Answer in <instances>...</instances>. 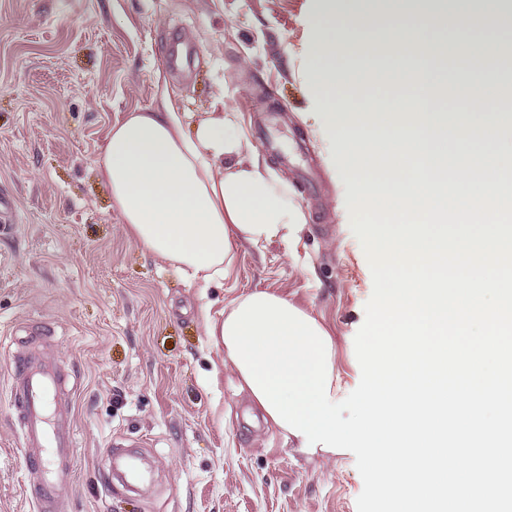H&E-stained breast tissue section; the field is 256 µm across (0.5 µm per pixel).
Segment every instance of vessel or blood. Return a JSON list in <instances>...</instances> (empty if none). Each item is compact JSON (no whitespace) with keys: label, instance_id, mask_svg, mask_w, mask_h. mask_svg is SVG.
Here are the masks:
<instances>
[{"label":"vessel or blood","instance_id":"b4317fda","mask_svg":"<svg viewBox=\"0 0 512 512\" xmlns=\"http://www.w3.org/2000/svg\"><path fill=\"white\" fill-rule=\"evenodd\" d=\"M77 390V376L65 372L54 357L32 350L10 358L8 395L18 411L25 467L37 476L32 491L36 512H64L60 488L72 466L74 437L70 420L50 413Z\"/></svg>","mask_w":512,"mask_h":512}]
</instances>
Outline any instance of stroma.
<instances>
[{"instance_id":"obj_1","label":"stroma","mask_w":512,"mask_h":512,"mask_svg":"<svg viewBox=\"0 0 512 512\" xmlns=\"http://www.w3.org/2000/svg\"><path fill=\"white\" fill-rule=\"evenodd\" d=\"M314 0H0V195L17 222L0 231V335L52 322L44 343L80 389L61 415L76 448L61 489L66 512H357L353 454L310 455L259 416L207 336L205 305L266 291L311 312L336 342L341 385L361 377L354 339L373 291L350 225L356 195L308 67ZM441 63L364 65L350 82L400 94L420 81L466 99ZM163 72L183 109L212 111L269 159L306 224L294 250L236 243L221 285L186 284L129 236L98 179L113 124L158 99ZM272 120L266 148L254 126ZM0 356V512H32L37 481L6 392ZM138 442L139 491L106 487L107 443Z\"/></svg>"}]
</instances>
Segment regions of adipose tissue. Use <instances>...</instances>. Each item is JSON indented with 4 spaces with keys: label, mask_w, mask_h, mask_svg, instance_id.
<instances>
[{
    "label": "adipose tissue",
    "mask_w": 512,
    "mask_h": 512,
    "mask_svg": "<svg viewBox=\"0 0 512 512\" xmlns=\"http://www.w3.org/2000/svg\"><path fill=\"white\" fill-rule=\"evenodd\" d=\"M511 7L512 0H459L446 15L472 61L455 79L480 106L463 112L456 98L436 101L419 83L397 99L380 87L365 102L341 96L351 73L331 64L339 46L384 48L411 63L432 36L436 14L424 2L392 12L385 0H325L313 19L310 65L357 192L409 197L420 185L443 196L483 192L485 163L512 148V79L486 64ZM156 85L157 106L117 121L98 163L134 242L188 282L206 284L223 278L234 241L295 244L303 215L261 154L235 132L233 113L196 117L181 108L164 75ZM457 156L469 158L470 174L451 185L439 171L443 159Z\"/></svg>",
    "instance_id": "adipose-tissue-1"
}]
</instances>
